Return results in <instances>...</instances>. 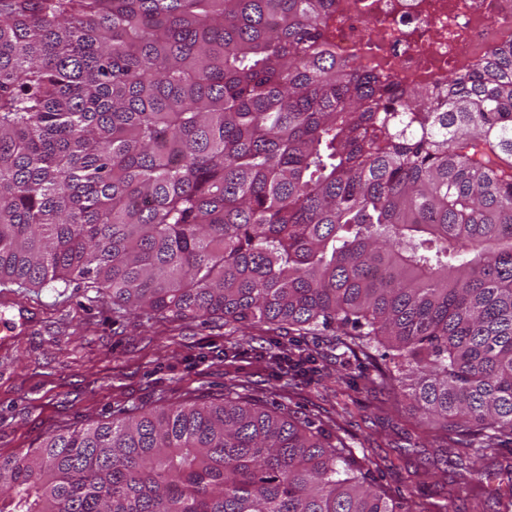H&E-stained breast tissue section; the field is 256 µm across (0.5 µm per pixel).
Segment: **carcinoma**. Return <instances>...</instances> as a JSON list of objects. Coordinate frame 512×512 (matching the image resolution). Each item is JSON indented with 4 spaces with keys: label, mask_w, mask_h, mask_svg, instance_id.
Here are the masks:
<instances>
[{
    "label": "carcinoma",
    "mask_w": 512,
    "mask_h": 512,
    "mask_svg": "<svg viewBox=\"0 0 512 512\" xmlns=\"http://www.w3.org/2000/svg\"><path fill=\"white\" fill-rule=\"evenodd\" d=\"M335 0H0V287L268 326L336 377L512 444V46L434 89L336 57ZM340 425L237 385L0 457V512H458L374 488Z\"/></svg>",
    "instance_id": "carcinoma-1"
}]
</instances>
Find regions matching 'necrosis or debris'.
<instances>
[{
  "instance_id": "1",
  "label": "necrosis or debris",
  "mask_w": 512,
  "mask_h": 512,
  "mask_svg": "<svg viewBox=\"0 0 512 512\" xmlns=\"http://www.w3.org/2000/svg\"><path fill=\"white\" fill-rule=\"evenodd\" d=\"M329 43L400 87H431L512 43V0H336Z\"/></svg>"
}]
</instances>
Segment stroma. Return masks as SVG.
<instances>
[{"label":"stroma","instance_id":"obj_1","mask_svg":"<svg viewBox=\"0 0 512 512\" xmlns=\"http://www.w3.org/2000/svg\"><path fill=\"white\" fill-rule=\"evenodd\" d=\"M21 313L28 315V323L0 344L2 457L35 446L53 430L105 421L123 408L184 406L198 396L220 395L232 383H248L259 399L276 391L267 361L260 356L273 336L264 326L242 335L230 333L217 319L146 322L115 314L109 300L74 286L62 293L50 288L16 291L0 300V315L14 319ZM234 344L248 352L238 372L224 360L225 348ZM313 347L321 355L322 371L299 383L291 407L337 417L336 377L342 366L328 337H317ZM358 399L353 416L339 419L349 433L368 437L379 483L405 491L416 488L431 499L454 485L460 489V512H471L476 497L484 512H494L499 490L512 477V451L481 457L479 465L489 470V478L479 486L465 484L456 455L443 461L428 447L409 461L397 460L394 448L405 444L419 418L416 411L402 419L380 414L377 407L386 396L379 390L361 393Z\"/></svg>","mask_w":512,"mask_h":512}]
</instances>
